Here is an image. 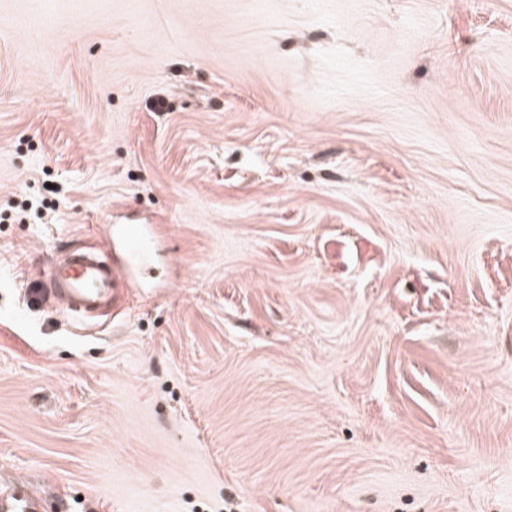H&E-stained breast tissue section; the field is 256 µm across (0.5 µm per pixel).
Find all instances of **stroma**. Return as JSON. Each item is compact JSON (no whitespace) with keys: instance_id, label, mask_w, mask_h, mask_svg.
<instances>
[{"instance_id":"1","label":"stroma","mask_w":512,"mask_h":512,"mask_svg":"<svg viewBox=\"0 0 512 512\" xmlns=\"http://www.w3.org/2000/svg\"><path fill=\"white\" fill-rule=\"evenodd\" d=\"M146 220L154 282L45 302ZM4 481L512 512V0H0Z\"/></svg>"}]
</instances>
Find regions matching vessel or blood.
<instances>
[{"label":"vessel or blood","instance_id":"b4317fda","mask_svg":"<svg viewBox=\"0 0 512 512\" xmlns=\"http://www.w3.org/2000/svg\"><path fill=\"white\" fill-rule=\"evenodd\" d=\"M163 230L160 224L109 225L114 260L80 252L52 264L45 298L60 303L78 319L110 308L120 297L124 281L139 284L151 278L156 263V242ZM0 512H37L35 499L19 487L1 493Z\"/></svg>","mask_w":512,"mask_h":512}]
</instances>
